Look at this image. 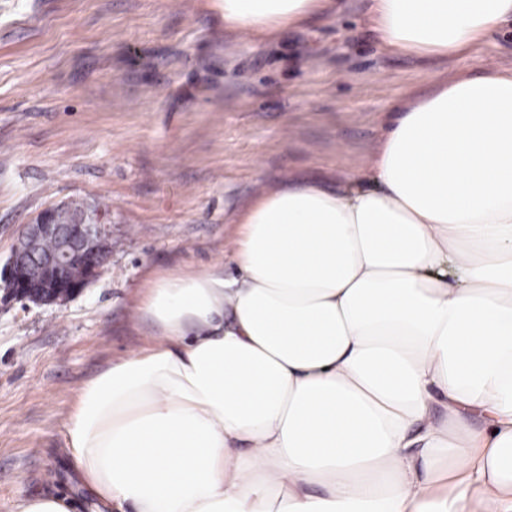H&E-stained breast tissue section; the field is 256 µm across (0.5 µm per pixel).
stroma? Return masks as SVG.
<instances>
[{"label":"stroma","mask_w":512,"mask_h":512,"mask_svg":"<svg viewBox=\"0 0 512 512\" xmlns=\"http://www.w3.org/2000/svg\"><path fill=\"white\" fill-rule=\"evenodd\" d=\"M365 0L242 44L217 0H0V265L24 224L80 200L107 217L102 275L62 306L0 303V512H91L64 448L82 384L150 344L146 283L230 264L232 220L288 178L359 170L400 94L512 66V29L443 60L382 52ZM18 512H70L68 504L61 498H35L18 506Z\"/></svg>","instance_id":"35a3bbf8"}]
</instances>
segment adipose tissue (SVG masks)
<instances>
[{"label":"adipose tissue","mask_w":512,"mask_h":512,"mask_svg":"<svg viewBox=\"0 0 512 512\" xmlns=\"http://www.w3.org/2000/svg\"><path fill=\"white\" fill-rule=\"evenodd\" d=\"M219 2L247 42L334 8ZM366 17L384 50L459 57L512 0ZM391 110L340 187L272 186L239 213L233 276L150 281L159 335L65 424L94 512H512V69L433 74Z\"/></svg>","instance_id":"1"}]
</instances>
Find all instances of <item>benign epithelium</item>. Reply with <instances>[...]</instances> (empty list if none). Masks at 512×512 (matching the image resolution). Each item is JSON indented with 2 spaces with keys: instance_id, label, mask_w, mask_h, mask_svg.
Instances as JSON below:
<instances>
[{
  "instance_id": "benign-epithelium-1",
  "label": "benign epithelium",
  "mask_w": 512,
  "mask_h": 512,
  "mask_svg": "<svg viewBox=\"0 0 512 512\" xmlns=\"http://www.w3.org/2000/svg\"><path fill=\"white\" fill-rule=\"evenodd\" d=\"M65 209L64 205L46 209L25 225L0 270L7 297L35 305H62L102 273L112 251L104 215L96 214L91 222L77 218L61 223L57 215ZM48 239L56 243L52 251L42 249Z\"/></svg>"
}]
</instances>
